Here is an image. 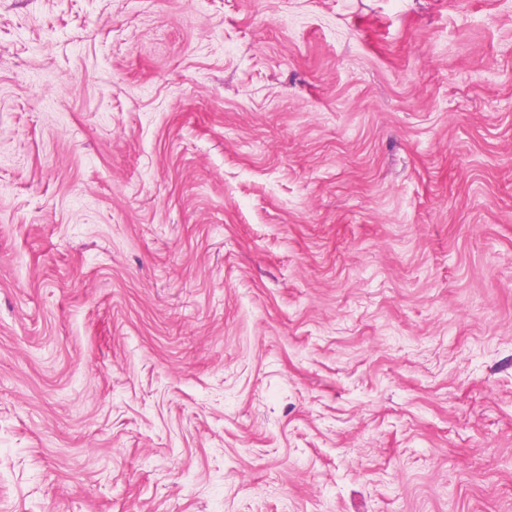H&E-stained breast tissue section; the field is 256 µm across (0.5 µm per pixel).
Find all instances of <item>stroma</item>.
<instances>
[{
    "mask_svg": "<svg viewBox=\"0 0 512 512\" xmlns=\"http://www.w3.org/2000/svg\"><path fill=\"white\" fill-rule=\"evenodd\" d=\"M0 512H512V0H0Z\"/></svg>",
    "mask_w": 512,
    "mask_h": 512,
    "instance_id": "obj_1",
    "label": "stroma"
}]
</instances>
